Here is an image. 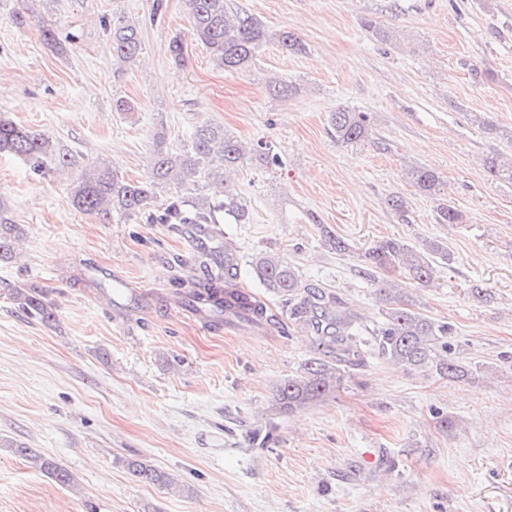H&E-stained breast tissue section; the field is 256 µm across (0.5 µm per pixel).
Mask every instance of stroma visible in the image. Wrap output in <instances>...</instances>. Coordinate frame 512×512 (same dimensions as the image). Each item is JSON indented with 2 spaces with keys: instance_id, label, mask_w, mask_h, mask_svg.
Segmentation results:
<instances>
[{
  "instance_id": "35a3bbf8",
  "label": "stroma",
  "mask_w": 512,
  "mask_h": 512,
  "mask_svg": "<svg viewBox=\"0 0 512 512\" xmlns=\"http://www.w3.org/2000/svg\"><path fill=\"white\" fill-rule=\"evenodd\" d=\"M272 38L248 69L224 72L190 41L184 0H0V114L47 135L75 162L34 171L0 156V215L21 225L0 261V512H512V184L486 156L512 154V0H233ZM140 23L143 50L112 59L105 24ZM373 20L391 34L375 38ZM56 29L48 45L43 25ZM293 32L302 55L274 38ZM187 38L185 62L169 52ZM132 104L116 111V101ZM370 113L376 141L337 143L330 116ZM211 122L280 157L240 167L245 224H158L76 210L90 163L143 181L157 132L177 151ZM434 169L461 223L405 176ZM400 195L409 222L387 206ZM349 244L322 245L323 230ZM396 237L447 243L427 284L390 273L417 308L452 326L474 368L442 379L367 357L336 395L273 411L278 384L315 354L302 329L204 319L186 299L201 248L229 242L242 286L282 301L249 272L276 253L307 284L337 292L367 328L384 304L363 255ZM183 286H176V279ZM41 289L55 319L25 317L4 287ZM454 424L443 432L440 419ZM274 426L259 445L255 435ZM67 469L57 483L27 458ZM139 460L177 479L136 478ZM483 165L492 180L512 184V159L503 160L499 154H495L486 156Z\"/></svg>"
}]
</instances>
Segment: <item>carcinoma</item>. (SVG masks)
I'll list each match as a JSON object with an SVG mask.
<instances>
[{"instance_id":"cac0c4a2","label":"carcinoma","mask_w":512,"mask_h":512,"mask_svg":"<svg viewBox=\"0 0 512 512\" xmlns=\"http://www.w3.org/2000/svg\"><path fill=\"white\" fill-rule=\"evenodd\" d=\"M186 7L193 40L203 44L227 72L250 67L256 50L267 41L263 23L245 10H232L229 0H186ZM110 36L113 60L129 63L140 54L142 38L137 24L118 19L112 22ZM277 40L287 52L306 51L300 38L289 31L277 34ZM330 125L336 141L344 145H362L374 134L366 112L338 108L331 113ZM164 140L165 133L157 132L151 180H127L114 168L91 164L82 170L73 187V206L106 218L116 211L129 218L163 224L173 220L180 224H212L220 210L224 211V219L236 224L249 219L246 202L227 186L228 174L242 165L249 154L245 146L224 132L223 127L208 124L195 126L190 143L180 151L163 149ZM0 153L12 154L37 171L54 157L53 145L46 135L23 128L2 115ZM483 165L493 180L512 184V159L504 160L495 154L485 157ZM406 176L420 195L433 198L441 194L442 181L436 171L411 165ZM188 182L197 191L191 200L192 212L182 210L184 198L178 194L164 204H157L159 189L172 185L180 192ZM436 214L439 224H459L462 220V214L447 203L439 204ZM20 234L19 225L0 216V259L14 254ZM364 258L373 272L398 270L419 285L430 277L433 259L451 261L448 245L427 238L418 247L397 238H382L365 252ZM237 266L238 257L227 247L222 252L203 250L199 260L203 278L192 283L187 292L189 301L194 306H204L210 317L261 325L274 314L231 283ZM250 267L269 292L284 299L288 318L318 337V356L276 387V411L291 413L325 400L348 382V367L360 364L368 352L394 366L427 376L435 374L453 380L471 374L448 345L451 327L412 310L409 296L387 280L375 281L376 292L387 303L384 320L367 332L337 295L303 283L296 267L283 257L260 255L251 261ZM7 292L27 315L44 323L55 320L42 291L14 285ZM31 461L62 485L73 482L72 474L53 462L36 454ZM128 469L147 482L165 487L175 484L167 473L137 460L128 462Z\"/></svg>"}]
</instances>
